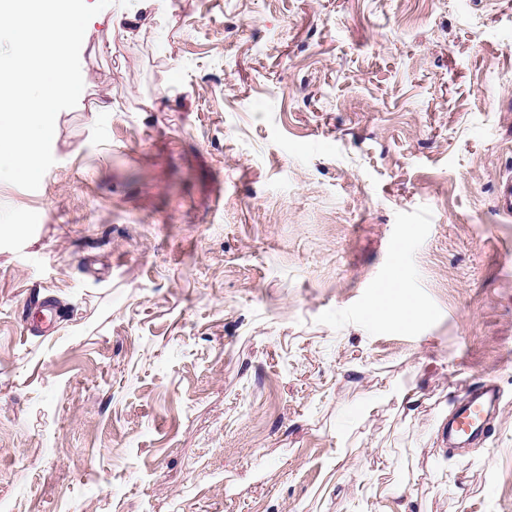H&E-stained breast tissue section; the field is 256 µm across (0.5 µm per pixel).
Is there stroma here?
Returning a JSON list of instances; mask_svg holds the SVG:
<instances>
[{
	"label": "stroma",
	"instance_id": "35a3bbf8",
	"mask_svg": "<svg viewBox=\"0 0 512 512\" xmlns=\"http://www.w3.org/2000/svg\"><path fill=\"white\" fill-rule=\"evenodd\" d=\"M125 12L0 182V512H512V0ZM498 393L488 384L474 388L469 399L458 409L448 425V434L476 440L487 433L489 415L498 406Z\"/></svg>",
	"mask_w": 512,
	"mask_h": 512
}]
</instances>
